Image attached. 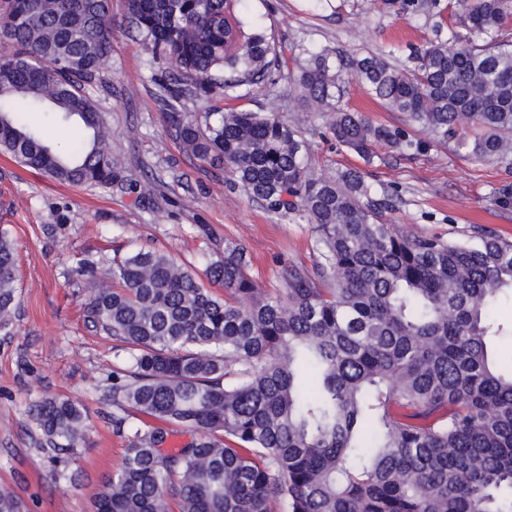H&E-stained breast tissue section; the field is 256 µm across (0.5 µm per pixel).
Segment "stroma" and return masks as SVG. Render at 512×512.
I'll use <instances>...</instances> for the list:
<instances>
[{
    "instance_id": "stroma-1",
    "label": "stroma",
    "mask_w": 512,
    "mask_h": 512,
    "mask_svg": "<svg viewBox=\"0 0 512 512\" xmlns=\"http://www.w3.org/2000/svg\"><path fill=\"white\" fill-rule=\"evenodd\" d=\"M112 15V67L91 94L112 129V150L124 161L123 182L71 186L0 153V230L18 256L13 333L0 335V487L15 495L20 512H93L96 493L127 446L112 430V343L85 317L89 283L76 272L80 259L150 249L201 276L225 244L239 243L264 294L284 288L286 270L312 274L320 260L311 224L271 212L231 187L223 171L183 151L167 111L153 101L156 71L121 21L122 0H112ZM241 16L272 32L287 64L274 69L271 81L244 87L235 104L260 112L268 94H276L284 104L281 119L302 124L313 174L361 171L376 194L392 197L382 221L404 231L461 240L486 230L512 240V205L492 197L494 188L512 184V165L468 158L452 140L431 141L349 77L343 107L429 143L424 153L402 156L378 142L362 157L336 144L330 113L305 112L289 79L306 50L376 51L410 64L414 50L460 30L455 0H246ZM148 182L155 189L146 194ZM44 395L77 399L88 416L90 439L64 466L39 445L29 412ZM60 469L67 478L59 482Z\"/></svg>"
}]
</instances>
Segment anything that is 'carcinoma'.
<instances>
[{
	"label": "carcinoma",
	"instance_id": "1",
	"mask_svg": "<svg viewBox=\"0 0 512 512\" xmlns=\"http://www.w3.org/2000/svg\"><path fill=\"white\" fill-rule=\"evenodd\" d=\"M123 21L163 66L154 102L191 100L170 115L183 150L231 174L276 212L313 225L315 275L286 272L258 296L246 249L224 245L209 279L173 257L139 250L85 258L87 318L112 340V425L128 444L95 512H512V365L491 357L492 321L512 299V242L409 234L379 221L357 170L316 176L299 125L226 108L269 79L282 47L245 29L237 0H123ZM467 33L417 52L310 54L293 83L311 112H331L336 142L370 156L375 141L417 155L422 140L374 126L340 105L342 76L387 109L481 160L512 157V0H459ZM0 152L74 186L123 181L111 130L89 88L112 66V0H0ZM24 110L79 125L55 143L21 124ZM17 251L0 231V332H12ZM33 416L59 459L89 435L83 406L44 396ZM191 431L166 450L167 426Z\"/></svg>",
	"mask_w": 512,
	"mask_h": 512
}]
</instances>
